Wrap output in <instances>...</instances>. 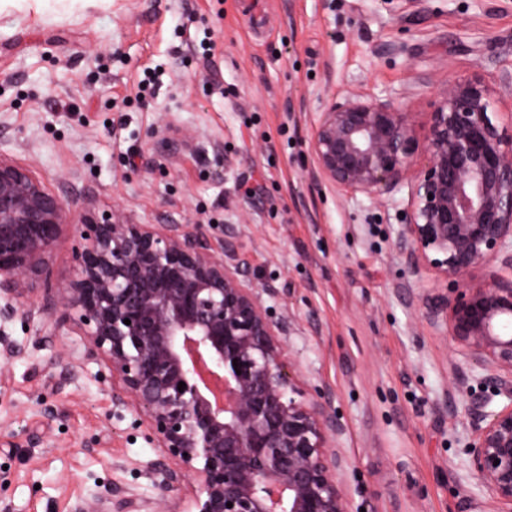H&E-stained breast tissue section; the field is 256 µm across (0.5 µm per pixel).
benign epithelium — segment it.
I'll return each instance as SVG.
<instances>
[{
	"label": "benign epithelium",
	"instance_id": "obj_1",
	"mask_svg": "<svg viewBox=\"0 0 512 512\" xmlns=\"http://www.w3.org/2000/svg\"><path fill=\"white\" fill-rule=\"evenodd\" d=\"M500 87L512 88V73L496 85L481 76L448 81L422 148L393 101L349 93L318 113L309 146L320 183L378 199L408 188L396 240L407 273L429 266L459 290L452 301L423 298V315L449 320L460 354L486 367L480 393L461 385L468 471L499 512H512V277L464 283L477 266L512 274V113L495 107ZM65 219L62 198L0 151L3 368L24 355L6 328L46 274ZM82 227L76 278L47 325L83 326L84 359L105 361L121 382L113 408L133 412L161 451L153 468L161 489L194 478L188 512H349L347 460L336 448L343 425L285 358L293 320L265 306L263 295L276 289L240 278L233 242L216 248L203 224H136L120 210ZM54 364L65 384L82 370L70 356ZM495 397L505 403L487 410ZM146 508L107 488L76 512Z\"/></svg>",
	"mask_w": 512,
	"mask_h": 512
}]
</instances>
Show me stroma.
Returning a JSON list of instances; mask_svg holds the SVG:
<instances>
[{
    "instance_id": "stroma-1",
    "label": "stroma",
    "mask_w": 512,
    "mask_h": 512,
    "mask_svg": "<svg viewBox=\"0 0 512 512\" xmlns=\"http://www.w3.org/2000/svg\"><path fill=\"white\" fill-rule=\"evenodd\" d=\"M30 0L0 5V150L58 193L67 222L48 280L9 334L26 350L0 373V512H74L102 486L186 512L193 481L162 493L161 453L101 361L59 385L74 323L39 345L75 277L81 220L119 209L139 224L233 227L243 280L284 290L287 355L344 431L350 512H496L464 465L466 363L423 316L444 291L409 277L396 248L408 193L380 201L317 183L311 128L332 97H391L417 139L451 78L512 72V0ZM189 139L171 155L166 143Z\"/></svg>"
}]
</instances>
